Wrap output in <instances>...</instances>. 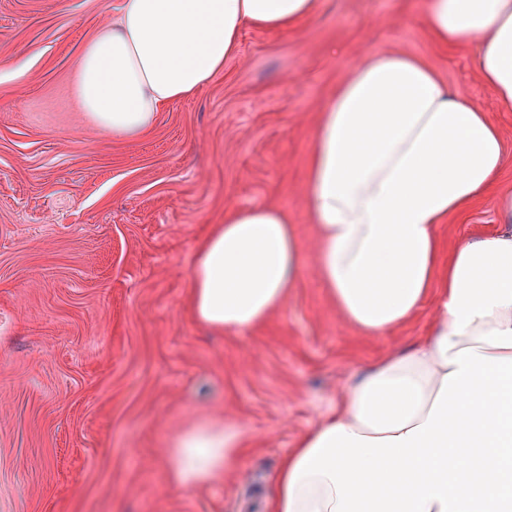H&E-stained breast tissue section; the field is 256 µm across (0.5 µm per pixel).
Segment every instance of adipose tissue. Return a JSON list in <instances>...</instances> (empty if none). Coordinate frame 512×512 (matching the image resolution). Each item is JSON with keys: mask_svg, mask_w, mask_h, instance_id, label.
Masks as SVG:
<instances>
[{"mask_svg": "<svg viewBox=\"0 0 512 512\" xmlns=\"http://www.w3.org/2000/svg\"><path fill=\"white\" fill-rule=\"evenodd\" d=\"M318 0H119L81 53L78 93L117 139H135L194 96L239 49L244 26L285 31ZM448 46L512 109V0H427ZM505 157L488 113L455 99L426 62L390 51L355 66L322 112L306 182L316 262L331 301L368 336L428 297L437 314L412 348L372 364L279 463L268 512H512V190L502 226L443 255L449 215L497 190ZM305 255L285 209L228 212L192 265L194 319L234 333L282 308ZM244 428L200 425L169 456L176 484L222 480ZM380 494L365 495V486Z\"/></svg>", "mask_w": 512, "mask_h": 512, "instance_id": "obj_1", "label": "adipose tissue"}]
</instances>
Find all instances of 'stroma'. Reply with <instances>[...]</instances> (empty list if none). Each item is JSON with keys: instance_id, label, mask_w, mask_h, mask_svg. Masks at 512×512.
<instances>
[{"instance_id": "35a3bbf8", "label": "stroma", "mask_w": 512, "mask_h": 512, "mask_svg": "<svg viewBox=\"0 0 512 512\" xmlns=\"http://www.w3.org/2000/svg\"><path fill=\"white\" fill-rule=\"evenodd\" d=\"M117 0H0V512H265L279 461L353 378L426 335L435 307L383 336L330 302L305 202L314 126L376 51L423 58L512 147L472 45L427 32V0H319L291 31L245 27L196 96L138 139L83 112V46ZM287 210L308 256L262 327L226 334L189 312L195 246L227 211ZM498 227L494 193L441 227L445 250ZM246 425L235 474L173 482L172 439Z\"/></svg>"}]
</instances>
